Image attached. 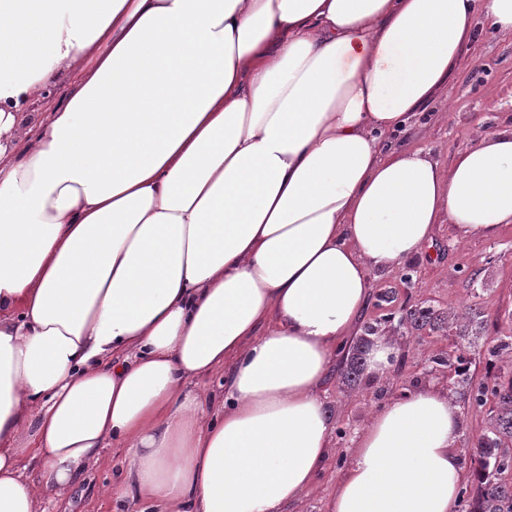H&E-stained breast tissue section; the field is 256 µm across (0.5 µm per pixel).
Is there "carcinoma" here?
Instances as JSON below:
<instances>
[{
  "label": "carcinoma",
  "mask_w": 512,
  "mask_h": 512,
  "mask_svg": "<svg viewBox=\"0 0 512 512\" xmlns=\"http://www.w3.org/2000/svg\"><path fill=\"white\" fill-rule=\"evenodd\" d=\"M365 356L363 347L351 356L343 373L344 383L350 385L359 380ZM467 361L461 347L448 365L454 366L457 376L467 385L470 407L480 409L491 397L497 409L492 428L478 440L473 453L472 472L467 476V482L473 484V494L467 512H512V481L502 478L504 474L512 475V376L472 386L464 378Z\"/></svg>",
  "instance_id": "obj_1"
}]
</instances>
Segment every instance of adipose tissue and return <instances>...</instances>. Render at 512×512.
Returning <instances> with one entry per match:
<instances>
[{"instance_id":"obj_1","label":"adipose tissue","mask_w":512,"mask_h":512,"mask_svg":"<svg viewBox=\"0 0 512 512\" xmlns=\"http://www.w3.org/2000/svg\"><path fill=\"white\" fill-rule=\"evenodd\" d=\"M479 23L512 0H0V512L110 439L139 512L300 501L371 272L512 224V128L446 168L386 146ZM462 424L435 385L375 409L326 512H459Z\"/></svg>"}]
</instances>
